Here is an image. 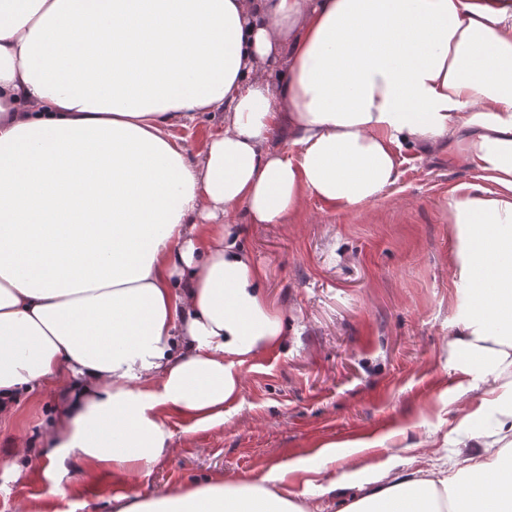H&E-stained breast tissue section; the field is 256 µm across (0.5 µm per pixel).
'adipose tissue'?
<instances>
[{
    "mask_svg": "<svg viewBox=\"0 0 512 512\" xmlns=\"http://www.w3.org/2000/svg\"><path fill=\"white\" fill-rule=\"evenodd\" d=\"M216 114L195 152L176 143ZM282 126L297 155L270 147ZM442 146L481 178L448 201L481 401L452 470L306 480L355 488L343 512H512V0H0V419L57 387L49 466L150 468L173 451L164 413L223 420L241 366L288 342L234 213L369 204L403 149ZM298 471L112 512H323L292 498Z\"/></svg>",
    "mask_w": 512,
    "mask_h": 512,
    "instance_id": "obj_1",
    "label": "adipose tissue"
}]
</instances>
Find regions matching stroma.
<instances>
[{
    "instance_id": "35a3bbf8",
    "label": "stroma",
    "mask_w": 512,
    "mask_h": 512,
    "mask_svg": "<svg viewBox=\"0 0 512 512\" xmlns=\"http://www.w3.org/2000/svg\"><path fill=\"white\" fill-rule=\"evenodd\" d=\"M475 180L447 149L423 157L412 148L397 182L357 210L310 198L290 224L237 215L267 292L286 311L287 348L242 367L241 393L222 423L197 427L168 415L174 451L147 470L73 458L59 471L36 456L16 467L15 444L42 447L66 406L57 388L22 394L13 417L0 420V512H112L121 494L258 480L288 461L315 467L321 445L359 436L389 437L363 454L366 463L405 456L409 445L414 468L446 461L457 394L472 381L454 344L462 298L448 195Z\"/></svg>"
}]
</instances>
